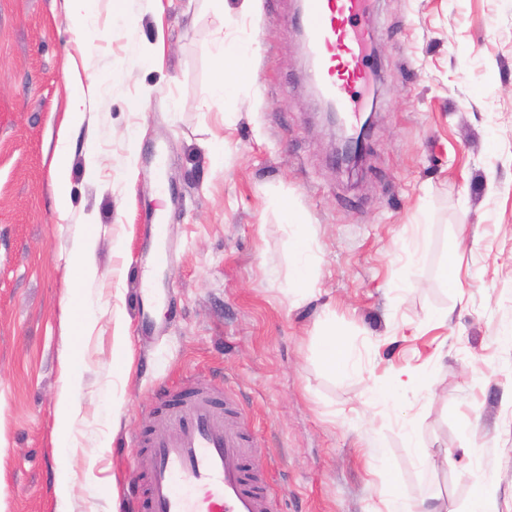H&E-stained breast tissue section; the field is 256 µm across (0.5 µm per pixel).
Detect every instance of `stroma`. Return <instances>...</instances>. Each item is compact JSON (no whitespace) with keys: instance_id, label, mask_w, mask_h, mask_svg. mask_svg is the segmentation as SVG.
<instances>
[{"instance_id":"35a3bbf8","label":"stroma","mask_w":512,"mask_h":512,"mask_svg":"<svg viewBox=\"0 0 512 512\" xmlns=\"http://www.w3.org/2000/svg\"><path fill=\"white\" fill-rule=\"evenodd\" d=\"M369 8L375 122L351 174L306 78L295 0H95L91 47L62 0H0V512H58L63 467L68 512H137L131 441L188 381L240 402L233 422L284 512H382L393 493L407 512H466L480 477L512 512V0ZM223 42L247 58L218 60ZM76 74L93 78L91 107L69 134L62 210L50 162ZM221 76L235 84L216 105ZM161 177L175 199L162 246L147 221ZM134 271L167 293L147 335ZM332 331L349 366L323 358ZM403 373L412 388L393 391ZM376 390L392 396L371 404ZM93 244V237L91 235L81 236L76 243L75 251L73 253V261L80 278L84 275L93 274V269L87 261ZM78 385V377L76 375H71L70 378V386L67 393H65L59 400L58 405V423L59 430L61 434V445L62 447H68L67 442V433L69 429V425L73 415V403H72V393Z\"/></svg>"}]
</instances>
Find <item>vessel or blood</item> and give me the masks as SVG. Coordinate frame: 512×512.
<instances>
[{"label": "vessel or blood", "instance_id": "vessel-or-blood-1", "mask_svg": "<svg viewBox=\"0 0 512 512\" xmlns=\"http://www.w3.org/2000/svg\"><path fill=\"white\" fill-rule=\"evenodd\" d=\"M367 0H301L304 36L317 66L310 81L338 108L368 76L358 46L370 32ZM138 314L152 328L161 300L151 281L135 273ZM237 404L205 384L164 393L154 409L159 427L138 437L144 485L140 512H282L281 499L255 470L246 434L231 419Z\"/></svg>", "mask_w": 512, "mask_h": 512}]
</instances>
